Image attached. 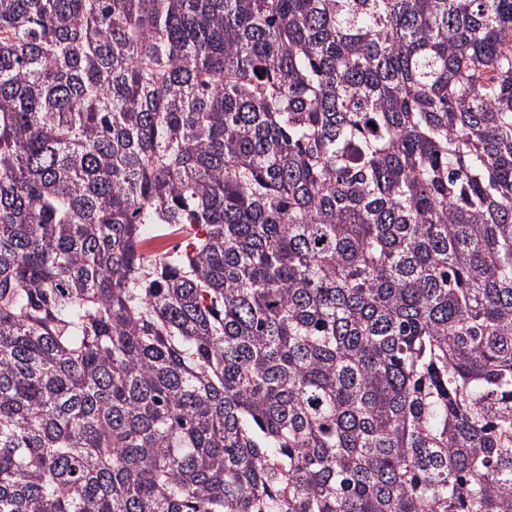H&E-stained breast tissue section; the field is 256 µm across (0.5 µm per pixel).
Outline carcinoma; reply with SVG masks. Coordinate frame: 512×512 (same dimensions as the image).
I'll return each mask as SVG.
<instances>
[{
	"instance_id": "cac0c4a2",
	"label": "carcinoma",
	"mask_w": 512,
	"mask_h": 512,
	"mask_svg": "<svg viewBox=\"0 0 512 512\" xmlns=\"http://www.w3.org/2000/svg\"><path fill=\"white\" fill-rule=\"evenodd\" d=\"M0 512H512V0H0Z\"/></svg>"
}]
</instances>
